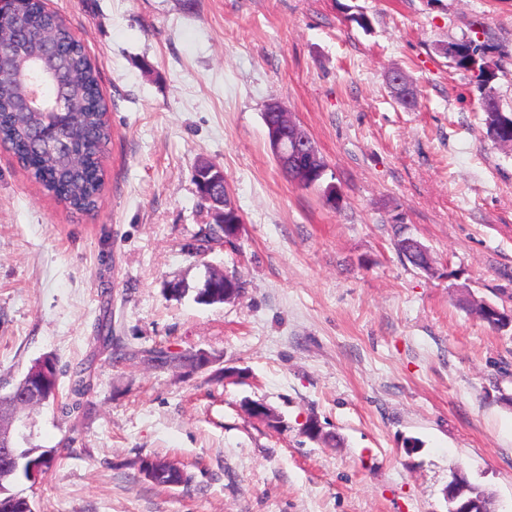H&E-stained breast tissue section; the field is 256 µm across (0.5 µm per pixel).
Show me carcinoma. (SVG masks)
Returning a JSON list of instances; mask_svg holds the SVG:
<instances>
[{"mask_svg": "<svg viewBox=\"0 0 512 512\" xmlns=\"http://www.w3.org/2000/svg\"><path fill=\"white\" fill-rule=\"evenodd\" d=\"M19 12L23 15L26 31L20 36L18 56L38 63L41 46L36 33L44 28L55 30L57 56L55 65L61 85L68 95L71 109L78 113L77 121L67 126L68 150L81 156L82 163L75 166L63 153L36 146L34 136L45 126V116L40 112L18 111L27 84L17 82L12 76H0V145L7 147L22 167L41 187L66 207L82 212L98 208L103 185L102 151L111 139V125L107 106L100 91L98 69L85 48L58 15L46 9L43 0H20ZM494 46L489 40L469 38L459 42L442 43L438 52L454 64L472 73L478 88L483 90L481 111L487 135L494 140L512 133V112L501 110L493 88L490 86L496 73L490 54ZM96 341L105 347L115 346V359L122 360L131 352L115 344L112 326L103 324ZM147 360L164 358L169 361L190 363L189 353H176L162 348L150 350ZM87 368L78 365L71 371V408L80 405L88 392ZM164 475L154 484L164 487H187L192 476L170 462L161 461ZM29 480L28 466L24 465L11 478L8 492L0 495V512H32L28 499L15 493L13 486Z\"/></svg>", "mask_w": 512, "mask_h": 512, "instance_id": "carcinoma-1", "label": "carcinoma"}]
</instances>
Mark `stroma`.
<instances>
[{
  "mask_svg": "<svg viewBox=\"0 0 512 512\" xmlns=\"http://www.w3.org/2000/svg\"><path fill=\"white\" fill-rule=\"evenodd\" d=\"M100 69L112 136L96 211L66 208L0 145V385L36 358L91 366L78 408L27 413L23 448L73 451L14 490L34 512H448L453 469L512 512V149L481 121L470 72L436 51L480 22L502 52L492 87L512 112V0H46ZM365 13L370 30L350 21ZM403 70L413 109L390 92ZM281 102L327 164L318 188L271 156ZM224 171L244 224L193 249L208 221L194 181ZM428 248L403 261L393 224ZM235 302L171 298L207 268ZM136 350L114 360L98 326ZM205 351L222 376L157 367L151 348ZM267 404L276 424L244 404ZM317 419L324 436L305 433ZM168 457L189 490L156 486ZM206 278L208 280L206 286L209 288L206 298L213 301L225 303L239 299L242 296V288H245L243 281L241 282V288H239L237 279L223 271L210 269Z\"/></svg>",
  "mask_w": 512,
  "mask_h": 512,
  "instance_id": "1",
  "label": "stroma"
}]
</instances>
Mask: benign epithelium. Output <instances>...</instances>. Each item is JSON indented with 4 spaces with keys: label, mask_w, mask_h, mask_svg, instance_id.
<instances>
[{
    "label": "benign epithelium",
    "mask_w": 512,
    "mask_h": 512,
    "mask_svg": "<svg viewBox=\"0 0 512 512\" xmlns=\"http://www.w3.org/2000/svg\"><path fill=\"white\" fill-rule=\"evenodd\" d=\"M15 0H0V58L14 54L13 47L17 37ZM387 84L404 90L406 98L413 100L416 93L408 76L399 69L388 71ZM66 95L62 92L53 97V104L45 108L47 111L46 132L60 123H72L77 119V113L66 112ZM265 111L276 112L279 121L270 128L267 144L270 153L282 168L292 169L303 181L313 185L323 180L326 164L320 157L315 144L308 139L302 127L294 121L290 113L278 102H270ZM194 178L197 192L203 202L208 204L207 213L210 215V226L218 236L227 242L234 241L242 228L243 218L238 208L232 203L224 180V170L213 163L201 160L195 167ZM206 286L209 288L206 298L213 301L231 302L242 296V289L236 278L222 271L210 270ZM51 371L45 362H40L24 376L27 389L20 400L28 401L44 397V381L50 378ZM246 411L255 418L268 423L276 422V416L265 403L251 401L246 403ZM22 421L20 413L0 417V446H4L11 456L13 463L24 457L31 456L28 450L18 446L17 424ZM448 503V512H486L484 503L470 495V483L460 470L451 474L448 485L443 490Z\"/></svg>",
    "instance_id": "obj_1"
}]
</instances>
